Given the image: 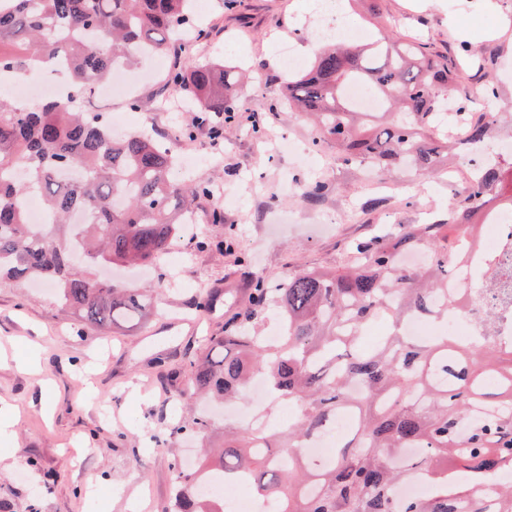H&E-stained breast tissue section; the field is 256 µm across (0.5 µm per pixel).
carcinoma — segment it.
Returning <instances> with one entry per match:
<instances>
[{"mask_svg": "<svg viewBox=\"0 0 512 512\" xmlns=\"http://www.w3.org/2000/svg\"><path fill=\"white\" fill-rule=\"evenodd\" d=\"M189 22L185 0H0V70L20 77L42 60L63 62L70 81L90 87L127 63L138 47L165 51ZM241 73L220 62L187 60L168 84L193 100L195 127L218 113L238 119ZM363 84L381 103L363 112L346 97ZM458 67L415 37L352 47L324 46L311 65L284 86L288 107L310 115L316 144L333 142L347 165L377 171L444 173L441 161L467 120L465 146L484 144L494 115L473 117L469 93L458 89ZM176 157L147 131L121 137L90 112L56 97L29 105L0 100V281L42 282L88 322L110 327L138 318L156 303L163 285L126 288L87 272L99 265L151 266L189 224L204 181L174 176ZM504 178L496 163L455 190L446 224H407L387 240H355L342 269L294 268L276 281L254 277L245 306L224 319V335L190 362L191 381L207 399L245 401L251 381L265 380L270 403L296 404L301 417L278 430L261 423L224 428V447L208 448L195 471L174 468L170 512H224L197 496L196 479L212 476L233 489L247 481L254 494L275 501L274 512H487L496 488L499 512H512V486L498 476L512 469V345L482 340L474 349L448 336L419 342L400 332L413 314L448 315V241L456 226L489 207ZM32 187L42 191L49 224H65L57 241L29 223L24 208ZM214 245L237 262L231 231ZM421 251L419 267L401 263ZM283 327L275 343L262 328L271 311ZM391 321L392 334L364 346L369 324ZM353 414V439L331 461L313 460L304 444ZM211 418L176 419L174 437L205 438ZM431 472L425 496L400 498L410 476ZM467 483L454 493L448 482Z\"/></svg>", "mask_w": 512, "mask_h": 512, "instance_id": "carcinoma-1", "label": "carcinoma"}]
</instances>
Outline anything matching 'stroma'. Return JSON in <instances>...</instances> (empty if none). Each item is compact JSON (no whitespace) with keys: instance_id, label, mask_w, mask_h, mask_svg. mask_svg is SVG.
I'll return each instance as SVG.
<instances>
[{"instance_id":"obj_1","label":"stroma","mask_w":512,"mask_h":512,"mask_svg":"<svg viewBox=\"0 0 512 512\" xmlns=\"http://www.w3.org/2000/svg\"><path fill=\"white\" fill-rule=\"evenodd\" d=\"M317 0H191V20L208 35L189 50L196 60L243 62L249 76L239 92V119L216 139L208 128L190 140L173 129L190 122V102L168 91L160 78L128 100L88 98L89 112L127 117L128 129L148 126L166 138L181 162L177 176L197 175L224 189L234 203L224 225L234 235L248 266L195 242L176 239L153 272H126L127 285L140 287L150 274L164 279L159 315L111 327L88 324L63 308L52 290L26 282L0 284V411L16 412L11 438L0 440V512H139L134 496L145 491L140 512H168L174 461L195 447L189 437L171 439L165 451L149 446L185 414L188 362L205 340L224 333V318L245 304L246 282L260 275L277 279L296 265L339 268L350 261L349 245L406 224L448 220L447 179L400 172L378 173L343 165L334 145L314 150L309 162L277 149L271 133L310 144L315 128L281 102L292 72L278 52L291 44L311 64L325 42ZM350 27L370 38L416 36L456 59L460 42L482 59L485 74L466 67L467 90L476 109L496 115V133L479 158L496 157L512 140V0H338ZM494 84L496 94L482 89ZM286 180L320 182L318 199L270 189ZM383 201L375 211L362 206L366 194ZM213 299L200 310V295ZM38 372L18 362L27 351Z\"/></svg>"}]
</instances>
